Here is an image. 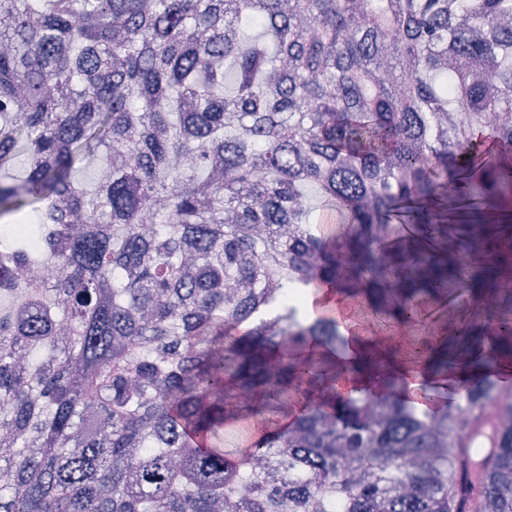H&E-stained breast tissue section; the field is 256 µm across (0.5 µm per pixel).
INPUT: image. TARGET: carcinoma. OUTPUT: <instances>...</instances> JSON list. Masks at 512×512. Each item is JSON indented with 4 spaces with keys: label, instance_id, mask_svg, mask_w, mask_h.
I'll return each mask as SVG.
<instances>
[{
    "label": "carcinoma",
    "instance_id": "carcinoma-1",
    "mask_svg": "<svg viewBox=\"0 0 512 512\" xmlns=\"http://www.w3.org/2000/svg\"><path fill=\"white\" fill-rule=\"evenodd\" d=\"M0 42V231L30 225L0 248V512H512V433L474 500L453 436L512 360V0H0ZM450 181L499 216L467 277ZM311 286L411 323L499 290L416 354L469 366L464 418L377 361L381 392H336ZM275 449L288 480H251Z\"/></svg>",
    "mask_w": 512,
    "mask_h": 512
}]
</instances>
